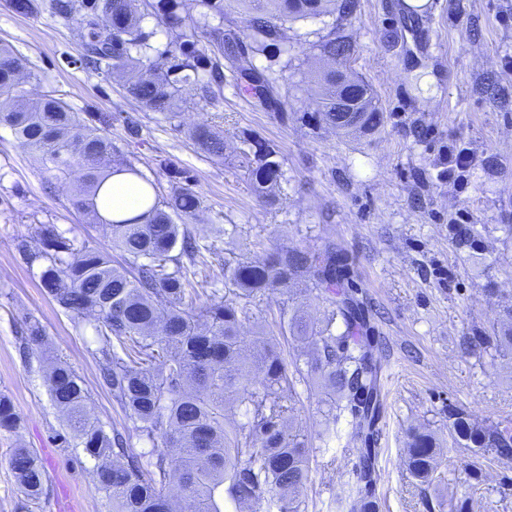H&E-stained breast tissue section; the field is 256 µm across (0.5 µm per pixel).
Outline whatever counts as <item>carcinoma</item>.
Segmentation results:
<instances>
[{"instance_id":"1","label":"carcinoma","mask_w":512,"mask_h":512,"mask_svg":"<svg viewBox=\"0 0 512 512\" xmlns=\"http://www.w3.org/2000/svg\"><path fill=\"white\" fill-rule=\"evenodd\" d=\"M12 0L24 15L48 13L77 25L83 39L81 64L86 69L125 78L126 94L148 112L170 114L176 95L186 89L214 99L224 89L221 57L241 62L238 94L280 118H288L279 94L281 75L253 63L270 49L288 54L281 31L289 21L348 16L352 0H199L196 27L207 45L177 32L183 26V0ZM236 4L249 13L246 28L224 29L227 9ZM153 18L168 26L170 41L160 47L147 27ZM326 67L316 76L321 110L310 117L316 129L345 130L349 121L332 100L336 65L349 63L352 44L331 24L317 44ZM25 63L14 50L0 47V126L9 128L34 160L65 179L81 172L75 205L93 221H103L96 198L108 178L127 171L153 183L123 156L119 146L89 124L82 113L50 94L31 98L23 89ZM352 87L366 96L356 128L370 131L382 121L372 89L353 78ZM197 147L211 158L224 155V136L209 124L190 131ZM239 156L252 190L266 202L286 180L278 147L255 132L239 136ZM162 166L172 183L169 197L144 191L146 210L139 216L111 220V247L126 266H114L109 253L65 236L53 224L36 230L37 246L24 250L28 262L40 265L39 279L52 300L77 320L90 319L96 336L102 385L120 406L138 436L153 443L139 455L128 442L107 430L89 408L91 395L64 361L52 364L48 391L62 412L63 432L57 440L77 448L93 462L95 489L112 503V512H174L173 490L193 512H222V494L236 504L254 503L261 512H299L308 480L310 451L286 402L297 378L309 375L328 396L330 408L351 415L348 442L356 445L357 488L349 512H371L376 448L382 416L380 365L370 342L372 315L346 288L351 279L347 257L334 247L323 253L277 246L262 258L224 261V296L194 305L197 289L186 265L202 256L200 245L177 221L195 215L201 199L192 189L189 172L167 162ZM461 243L481 237L477 225L453 227ZM312 285L327 305L315 323L299 306L281 312V336L311 346L302 369H288L276 336H263L247 351L240 330L248 306L279 285ZM23 353L43 351L47 344L39 321L26 320ZM493 351L512 359V306L489 331L463 337L461 353L481 358ZM237 403L240 419L227 423L225 402ZM455 442L464 448H488L512 460V426L478 423L457 406L448 407ZM21 417L11 399L0 394V429L16 431ZM437 439L416 431L406 448L408 470L429 480L436 465ZM9 467L25 500L38 501L47 472L32 448L12 450Z\"/></svg>"}]
</instances>
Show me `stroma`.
I'll list each match as a JSON object with an SVG mask.
<instances>
[{
	"label": "stroma",
	"instance_id": "35a3bbf8",
	"mask_svg": "<svg viewBox=\"0 0 512 512\" xmlns=\"http://www.w3.org/2000/svg\"><path fill=\"white\" fill-rule=\"evenodd\" d=\"M338 20L353 45L352 70L370 84L383 114L375 130L353 135L313 131L299 115L318 103L309 74L319 65V19L285 24L287 56L259 55L256 65L283 72L289 119L262 112L237 95V73L224 61V93L215 101L183 94L173 119L147 112L121 83L83 69L75 24L48 15H21L0 0V45L28 59L36 74L32 95L63 98L99 120L126 157L171 192L161 161L191 171L202 200L188 231L210 246L212 263L255 258L274 245L321 250L338 244L353 268L349 287L375 311L383 370L378 512H512V462L486 448H462L451 437L448 408L457 405L480 423L512 422V364L465 358L463 336L490 329L512 301V0H353ZM139 124L130 137L128 122ZM205 122L226 142L223 160L200 151L188 131ZM251 130L280 150L286 179L274 204L258 198L236 153L237 136ZM466 154L465 170L448 156ZM78 177L61 181L35 163L10 129L0 127V393L23 419L15 433L0 431V512H112L94 488L92 461L55 439L62 427L43 372L22 354L26 320L40 321L55 355L92 392L96 416L129 435L133 452L148 442L98 385L99 363L90 326H76L42 288L38 264L20 244L32 243L41 224L66 237L109 248L104 225L87 223L75 207ZM483 228V259L454 242L449 227ZM278 287L249 307L245 343L277 328L288 307ZM295 417L309 443L311 463L301 512H339L355 480L356 455L347 441L324 445L328 406L313 380L296 386ZM432 433L442 451L431 482L416 480L405 464L410 429ZM35 449L49 475L38 503L24 505L8 458L17 444Z\"/></svg>",
	"mask_w": 512,
	"mask_h": 512
}]
</instances>
